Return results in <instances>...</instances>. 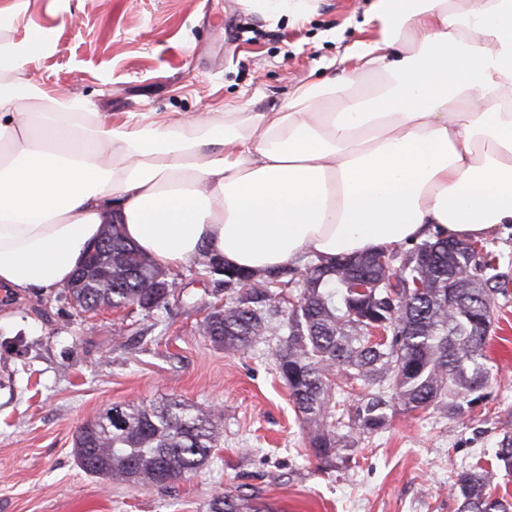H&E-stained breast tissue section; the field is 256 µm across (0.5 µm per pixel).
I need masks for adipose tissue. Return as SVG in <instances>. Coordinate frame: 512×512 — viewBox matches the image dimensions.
I'll return each mask as SVG.
<instances>
[{
  "label": "adipose tissue",
  "instance_id": "adipose-tissue-1",
  "mask_svg": "<svg viewBox=\"0 0 512 512\" xmlns=\"http://www.w3.org/2000/svg\"><path fill=\"white\" fill-rule=\"evenodd\" d=\"M335 78L272 112H47L45 38L0 41V286H65L116 222L172 271L391 250L512 224V0H370Z\"/></svg>",
  "mask_w": 512,
  "mask_h": 512
}]
</instances>
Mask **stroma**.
<instances>
[{"mask_svg":"<svg viewBox=\"0 0 512 512\" xmlns=\"http://www.w3.org/2000/svg\"><path fill=\"white\" fill-rule=\"evenodd\" d=\"M368 0H315L270 23L247 0H0L8 36L53 44L28 66L31 104L127 112H268L296 87L339 74ZM160 309L82 314L62 288H0V512H209L219 493L273 512H458V472L494 468L512 434V295L497 297L484 346L486 397L455 413L393 409L348 469L320 468L275 372L278 337L227 354L202 331L224 294L198 264L171 273ZM176 396L218 410L208 466L165 485L86 474L73 437L115 404Z\"/></svg>","mask_w":512,"mask_h":512,"instance_id":"35a3bbf8","label":"stroma"}]
</instances>
